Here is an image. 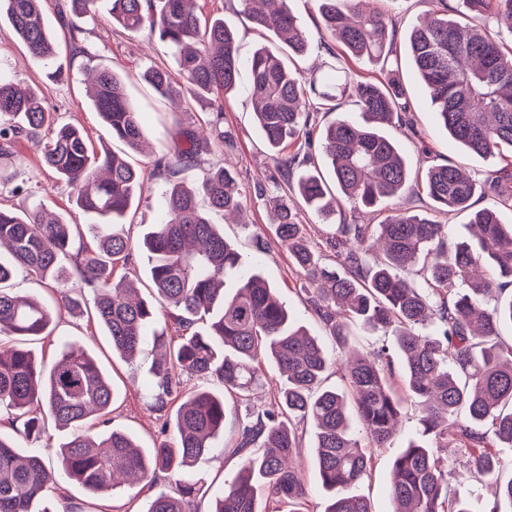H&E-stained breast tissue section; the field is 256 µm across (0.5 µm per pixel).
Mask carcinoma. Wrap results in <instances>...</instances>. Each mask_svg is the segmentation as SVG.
I'll list each match as a JSON object with an SVG mask.
<instances>
[{"label": "carcinoma", "mask_w": 512, "mask_h": 512, "mask_svg": "<svg viewBox=\"0 0 512 512\" xmlns=\"http://www.w3.org/2000/svg\"><path fill=\"white\" fill-rule=\"evenodd\" d=\"M195 0H106L112 22L130 34L147 28L160 43L178 50L177 63L201 98L236 87L247 67L254 115L280 172L286 193L276 200L274 231L288 245L312 313L342 349L357 330L393 332L383 345L346 363L345 388H326L334 361L319 339L296 324L254 264L224 237L197 204L204 194L212 208L226 213L241 207L242 193L233 172L205 169L202 141L193 127L179 129L155 175L168 184L164 215L144 234L154 300L137 297L134 283L112 277L115 261L127 260L132 244L122 219L140 190V173L108 148L95 150L74 125L51 127L50 111L38 89L0 75V183L12 171L14 145L32 142L43 165L71 188L75 204L94 223L96 249L62 264L70 246L71 225L45 218L35 209L18 213L0 207V335L25 340L51 336L55 308L17 295L7 283L18 272L50 287L76 275L95 296V314L112 352L133 358L147 339L161 352L152 369L150 407L158 412L181 395L184 375L216 380L244 405L237 419L233 453L241 468L224 483L209 512H278L262 505L261 495L287 512H308L301 472L294 462L302 447L300 429L314 432L313 454L322 486L332 494L325 512H372L364 496L351 494L368 476L373 452L396 434L406 409L417 417L416 436L393 462L389 488L392 512H476L456 496L461 478L495 481L496 494L512 509V479L500 481V462L492 449L512 447V342L501 336L512 326V224L500 209L512 211V49L488 25L512 34V0H460L448 15L447 0L413 25L410 57L427 88L438 121L468 153L497 159L485 184L498 189L497 209L471 210L481 185L475 174L447 161L422 175L411 172L390 130L407 126L406 89L387 67L395 29L392 18L364 0H316L322 18L324 49L330 42L353 57L379 63V76L354 77L343 67L313 69L311 77L292 68L272 48L261 45L247 59L238 50L237 32L215 18L201 21ZM99 0H65L59 8L72 52L86 29L79 20L95 19ZM42 0H0L3 15L32 57L49 66L56 41L46 27ZM254 27L273 33L288 48V59L306 55L307 33L288 0H240ZM160 96L173 94L168 72L145 71ZM325 102L347 99L361 120L340 115L325 127L315 123L317 108L307 93ZM92 106L107 134L128 149H140L143 129L124 84L108 69L97 70L90 91ZM223 106L213 108L210 138L221 150L234 147L224 131ZM304 142L303 156H285L288 142ZM319 142L329 172L324 177L310 152ZM305 167L291 177L294 165ZM204 172L197 183L189 178ZM420 186L432 201L430 216L382 203ZM382 217L377 224H340L335 264L307 244L293 195L324 224L336 213L335 191ZM466 212L470 236L454 241L448 225L435 217ZM385 260L373 262L372 247ZM421 278L422 293L406 275ZM236 290L227 293L224 279ZM173 328L176 342L168 340ZM403 369L405 394L392 383L395 363ZM285 382L273 401H251L264 384L266 366ZM116 390L96 359L73 345L50 368L29 349L0 347V410L18 412L27 439H37L48 421L68 429L66 440L46 455L23 454L0 437V512H31L32 504L62 478L91 495L118 484L156 485L192 471L224 434V396L209 389L188 395L173 417L162 423L164 439L144 450L132 436L114 429L92 433L85 422L105 416ZM353 397L368 444L357 440L347 412ZM461 448L465 462L442 455ZM199 492L193 479H177L170 490L151 499L147 512H196Z\"/></svg>", "instance_id": "cac0c4a2"}]
</instances>
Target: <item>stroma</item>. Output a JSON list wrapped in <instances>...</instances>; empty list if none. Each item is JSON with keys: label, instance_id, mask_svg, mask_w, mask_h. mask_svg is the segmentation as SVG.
<instances>
[{"label": "stroma", "instance_id": "stroma-1", "mask_svg": "<svg viewBox=\"0 0 512 512\" xmlns=\"http://www.w3.org/2000/svg\"><path fill=\"white\" fill-rule=\"evenodd\" d=\"M378 5L394 20L399 73L411 103L408 116L412 130L394 135L408 168L415 172L449 159L476 174H484L491 169V162L465 153L436 120L430 97L408 55L407 33L420 15L434 8V0H379ZM199 6L204 16L223 19L227 26L237 31L242 55H249L261 43L277 47L278 42L271 33L261 34L253 30L241 11L239 0H199ZM289 6L312 43L310 54L297 62L300 70L306 71L327 56L320 45L318 10L314 0H289ZM44 17L57 40L60 62L72 65L69 78L63 81L48 79L4 21L0 22V73L24 85L39 86L58 122L82 126L94 146L105 144L116 153L127 154L129 161L141 169L144 176L141 193L124 219L131 241L139 242L149 225L156 223L165 209L167 185L153 174L156 160L179 127L200 126L207 122L212 112L211 101L191 97L175 58L148 31L129 34L113 25L107 10H100L97 22L87 26V46L92 53L88 59L72 57L71 46L51 2L44 7ZM152 63L168 70L175 99L158 96L143 80L144 69ZM89 66L113 70L123 81L139 112L148 145L146 152H126L123 144L108 136L85 94L84 70ZM223 104L224 129L233 136L235 149L229 154L214 148L206 149L202 157L209 164L226 162L233 165L246 208L236 218L228 220L223 213L214 212L210 219L220 225L225 238L244 255L256 256L260 273L276 289L279 300L300 324L319 337L329 354L338 355L335 342L326 336L320 321L309 309L300 274L271 225L272 201L278 196L280 187L276 183L275 163L255 122L248 72H241L235 89L224 96ZM14 149L21 161V173L12 183L0 184V205L19 213L33 205H42L66 223L81 226L82 232L75 239L76 246L94 248L96 240L87 228L91 217L76 206L69 188L57 180L52 171L43 168L40 154L32 143L22 140ZM72 342L83 345L113 379L117 395L108 416L109 427L129 433L142 447H153L159 440L160 420L157 413L147 408V381L156 357L151 344H144L133 362L123 361L113 354L112 344L104 336L94 314L75 318L62 313L57 317L53 335L45 342L34 344L33 349L50 363ZM225 406L224 435L195 466V475L201 480L197 512H208L215 497L223 490L225 479L235 475L240 466V459L232 450L236 445L237 415L241 407L231 396L226 397ZM413 430V420H406L391 447L376 450L374 466L357 488L359 494L370 499L374 512H392L389 496L392 464ZM151 495V490L146 488L121 486L93 496L77 484L65 482L60 489L49 492L44 505L50 512H146Z\"/></svg>", "mask_w": 512, "mask_h": 512}]
</instances>
